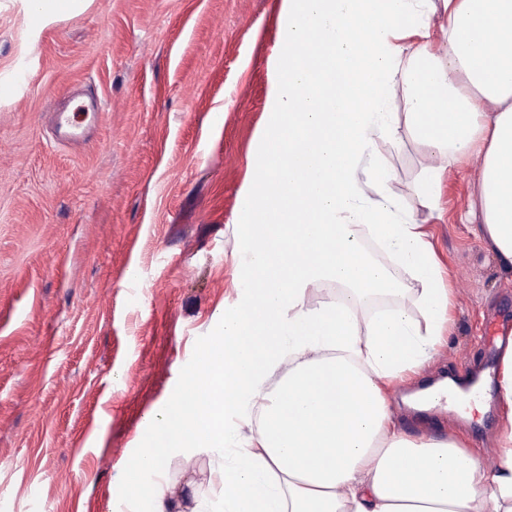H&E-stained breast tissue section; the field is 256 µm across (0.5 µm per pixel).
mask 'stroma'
<instances>
[{
	"label": "stroma",
	"mask_w": 512,
	"mask_h": 512,
	"mask_svg": "<svg viewBox=\"0 0 512 512\" xmlns=\"http://www.w3.org/2000/svg\"><path fill=\"white\" fill-rule=\"evenodd\" d=\"M284 0H93L35 27L0 0V82L34 62L25 107L0 98V512H142L121 480L236 298V229L286 47ZM90 79L121 109L76 155L49 132L51 98ZM377 148L453 288L450 335L426 375L496 365L486 324L512 328V271L458 221L478 162L446 170L439 215L416 187L433 148L400 125ZM498 408L441 410L418 435L488 458ZM123 449L110 469V449ZM211 459L170 449L167 486L210 493Z\"/></svg>",
	"instance_id": "1"
}]
</instances>
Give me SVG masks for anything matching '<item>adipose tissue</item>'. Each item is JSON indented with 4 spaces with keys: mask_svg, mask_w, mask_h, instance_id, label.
Returning <instances> with one entry per match:
<instances>
[{
    "mask_svg": "<svg viewBox=\"0 0 512 512\" xmlns=\"http://www.w3.org/2000/svg\"><path fill=\"white\" fill-rule=\"evenodd\" d=\"M438 9L444 54L405 55ZM489 29L512 42V0H287L282 41L308 50L279 70L244 189L236 299L204 377L213 410L161 418L123 477L127 499L147 512H512V343L496 379L495 467L456 440L409 435L385 394L434 358L452 297L377 149L397 132L394 89L445 159L424 168L422 205L437 211L446 163L476 157L460 220L512 269V51L487 46ZM356 90L368 97L360 110ZM362 227L420 284L422 321L353 312L355 299L403 291L358 243ZM332 283L343 296L310 309L309 294ZM170 448L208 449L223 495L167 494L155 476Z\"/></svg>",
    "mask_w": 512,
    "mask_h": 512,
    "instance_id": "obj_1",
    "label": "adipose tissue"
}]
</instances>
